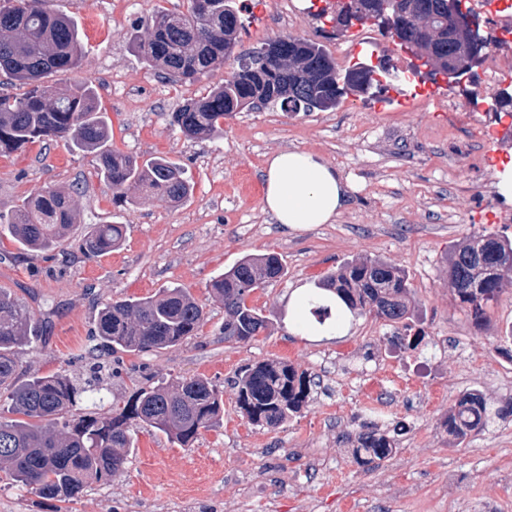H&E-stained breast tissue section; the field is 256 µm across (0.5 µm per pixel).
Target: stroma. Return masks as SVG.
I'll return each mask as SVG.
<instances>
[{"label": "stroma", "instance_id": "obj_1", "mask_svg": "<svg viewBox=\"0 0 512 512\" xmlns=\"http://www.w3.org/2000/svg\"><path fill=\"white\" fill-rule=\"evenodd\" d=\"M241 10L234 55L278 35L320 44L339 70L372 60L398 61L378 26L345 27L301 12L282 26ZM188 0H48L77 20L86 53L77 75L91 82L112 127L114 148L138 160L164 155L193 184L179 204L121 201L98 175L93 155L50 141L0 155V214L47 186L73 189L80 222L58 248L34 252L0 229V288L42 324L32 345L17 350V381L58 370L79 384L95 381L104 405L142 387L203 376L223 393L219 428L188 448L162 433L138 432L124 473L60 503L0 481V512H512V416L461 440L449 437L451 406L478 390L512 400V287L482 326L456 306L448 284L449 250L472 233L512 238V116L500 112L505 84L462 78L432 87L420 60L416 80L397 95L348 93L325 112L277 107L240 112L223 133L185 140L169 115L224 77H161L142 63L130 39L158 7L186 11ZM361 52H353L356 40ZM406 58V57H405ZM282 148L311 152L351 183L340 215L329 224L287 230L262 210L267 155ZM126 227L121 249L85 258L89 225ZM273 253L281 278L248 303L271 326L247 343L225 340L224 305L207 292L215 275L246 254ZM378 258L403 270L415 315L409 328L356 318L347 334L315 341L284 322L290 291L322 282L344 262ZM184 288L206 311L196 337L138 355L95 354L94 317L102 304ZM421 335L402 346L405 332ZM285 362L313 381L299 413L275 428L252 424L237 404L241 369ZM379 378L386 418L357 398ZM375 423L394 451L380 466H363L353 442Z\"/></svg>", "mask_w": 512, "mask_h": 512}]
</instances>
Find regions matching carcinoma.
Returning <instances> with one entry per match:
<instances>
[{
  "instance_id": "obj_1",
  "label": "carcinoma",
  "mask_w": 512,
  "mask_h": 512,
  "mask_svg": "<svg viewBox=\"0 0 512 512\" xmlns=\"http://www.w3.org/2000/svg\"><path fill=\"white\" fill-rule=\"evenodd\" d=\"M384 0H343L336 20L344 26L372 15L392 19L400 47L424 60L431 80L475 75L488 43L475 31L448 27V0H403L408 19L383 14ZM239 15L234 0H208L200 13L189 0L184 12L164 7L134 38L143 63L170 77L191 80L222 69L235 46ZM85 48L77 22L51 12L44 0H0V71L17 92L0 93V153L29 144L63 140L94 155L101 179L118 199L135 189L139 198L162 197L180 203L192 193L184 169L165 156L142 163L112 148V131L100 115L95 92L85 81L61 90L55 74L79 69ZM390 74L388 62L340 73L322 46L280 36L238 61L229 76L206 96L190 99L170 115V125L187 139L224 131V119L238 112L280 107L291 112L327 111L347 90L364 93L388 88L373 74ZM78 201L63 187L37 190L5 218L9 233L32 251L62 244L78 223ZM122 224H96L84 235L89 257L120 247ZM448 281L456 305L475 324L507 285L512 284V240L472 233L447 258ZM283 273L275 254H247L214 277L209 293L224 302V339L248 342L269 329V318L247 304L254 290ZM356 316L399 324L412 317V289L404 271L381 259H355L322 283ZM205 322L203 306L184 289L166 288L143 298L116 299L97 312L94 336L115 353L172 348L197 336ZM38 323L6 289H0V385L16 378L14 349L28 346ZM237 403L256 425L276 427L298 413L310 394L311 379L281 361L245 369L236 381ZM80 389L63 371L33 376L15 385L10 407L17 419L0 421V473L41 498L70 501L93 483H108L123 473L129 448L140 430L158 431L182 447L215 428L223 411V392L205 377L161 382L132 393L106 412L69 416ZM503 414V407L480 392L462 396L448 412L454 439L482 432ZM357 438L361 464L379 466L393 451L373 424Z\"/></svg>"
}]
</instances>
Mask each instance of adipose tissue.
Here are the masks:
<instances>
[{"instance_id": "ef3b65f1", "label": "adipose tissue", "mask_w": 512, "mask_h": 512, "mask_svg": "<svg viewBox=\"0 0 512 512\" xmlns=\"http://www.w3.org/2000/svg\"><path fill=\"white\" fill-rule=\"evenodd\" d=\"M263 209L278 224L297 229L328 224L345 207L350 186L335 169L314 154L303 150H284L269 158L263 175ZM327 306L331 316L318 322L314 311ZM290 328L303 329L305 335L321 340L347 332L353 315L334 292L317 289L310 282L295 287L285 302Z\"/></svg>"}]
</instances>
